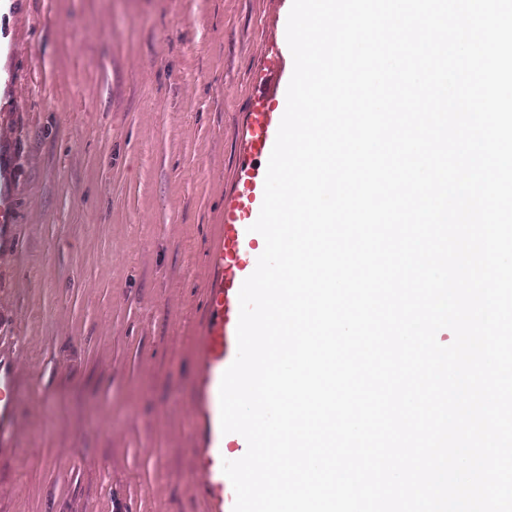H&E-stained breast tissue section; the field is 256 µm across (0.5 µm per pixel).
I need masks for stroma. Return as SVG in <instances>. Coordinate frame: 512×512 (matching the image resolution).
Instances as JSON below:
<instances>
[{"instance_id":"35a3bbf8","label":"stroma","mask_w":512,"mask_h":512,"mask_svg":"<svg viewBox=\"0 0 512 512\" xmlns=\"http://www.w3.org/2000/svg\"><path fill=\"white\" fill-rule=\"evenodd\" d=\"M292 0H13L0 17V512H205L194 336L238 134ZM15 377L12 367L6 362H0V431L12 421Z\"/></svg>"}]
</instances>
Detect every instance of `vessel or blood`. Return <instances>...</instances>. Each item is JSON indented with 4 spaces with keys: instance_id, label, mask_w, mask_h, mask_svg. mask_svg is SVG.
<instances>
[{
    "instance_id": "b4317fda",
    "label": "vessel or blood",
    "mask_w": 512,
    "mask_h": 512,
    "mask_svg": "<svg viewBox=\"0 0 512 512\" xmlns=\"http://www.w3.org/2000/svg\"><path fill=\"white\" fill-rule=\"evenodd\" d=\"M282 119L278 112L248 113L239 132L236 186L225 198L224 222L208 252L210 282L206 315L195 336L199 374L195 388L197 441L194 466L201 473L207 512H232L235 493L222 471L227 453L243 456L247 442L237 433H222L219 388L224 371L237 353L239 291L256 268L264 250L263 237L252 232L264 197L266 170L254 165L269 157ZM15 373L0 362V428L9 425L14 410Z\"/></svg>"
}]
</instances>
